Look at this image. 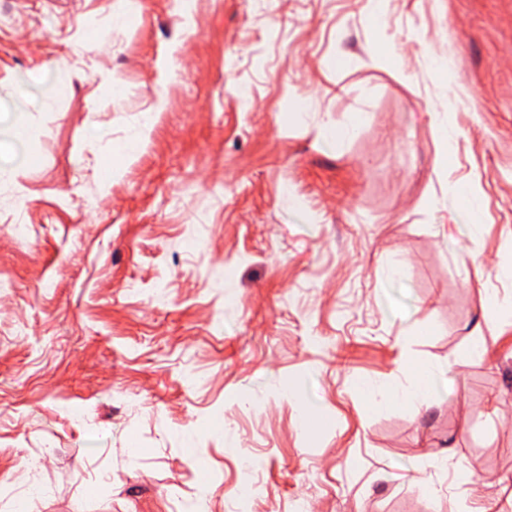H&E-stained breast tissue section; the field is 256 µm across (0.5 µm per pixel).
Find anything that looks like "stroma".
Here are the masks:
<instances>
[{
    "instance_id": "1",
    "label": "stroma",
    "mask_w": 512,
    "mask_h": 512,
    "mask_svg": "<svg viewBox=\"0 0 512 512\" xmlns=\"http://www.w3.org/2000/svg\"><path fill=\"white\" fill-rule=\"evenodd\" d=\"M23 75L51 82L0 142V512H469L459 469L512 512V312L482 319L512 0H0V105ZM405 359L455 392L370 408ZM453 229L449 232L445 229L441 232L442 243L449 251H454L455 247L459 244L460 239L459 236L468 237L471 240H475L479 238L481 234V225L475 224L468 213V219L463 223H458L455 219L454 224H452Z\"/></svg>"
}]
</instances>
